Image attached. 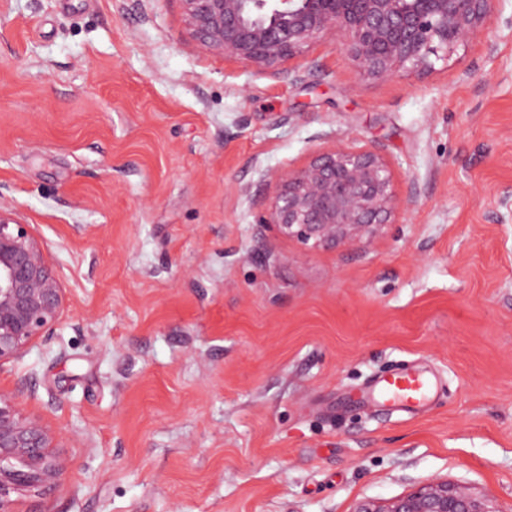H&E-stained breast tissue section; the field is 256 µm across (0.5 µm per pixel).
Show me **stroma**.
Here are the masks:
<instances>
[{
    "mask_svg": "<svg viewBox=\"0 0 512 512\" xmlns=\"http://www.w3.org/2000/svg\"><path fill=\"white\" fill-rule=\"evenodd\" d=\"M511 17L427 75L319 43L273 78L178 0H0V195L67 299L0 365L69 462L10 512H352L436 478L512 512ZM339 141L410 208L338 244L261 223ZM415 366L432 403L380 414L369 385Z\"/></svg>",
    "mask_w": 512,
    "mask_h": 512,
    "instance_id": "1",
    "label": "stroma"
}]
</instances>
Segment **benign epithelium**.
Instances as JSON below:
<instances>
[{
	"mask_svg": "<svg viewBox=\"0 0 512 512\" xmlns=\"http://www.w3.org/2000/svg\"><path fill=\"white\" fill-rule=\"evenodd\" d=\"M188 38L229 61L278 77L310 44L339 46L363 77L428 73L475 38L502 0H178ZM262 223L303 240L371 237L399 206L390 166L377 150L336 144L272 177ZM65 305L40 241L0 196V363L23 357L59 321ZM50 430L22 417L0 390V495L46 488L67 471L51 455ZM352 512H499L492 499L448 481L390 499L366 498Z\"/></svg>",
	"mask_w": 512,
	"mask_h": 512,
	"instance_id": "obj_1",
	"label": "benign epithelium"
}]
</instances>
